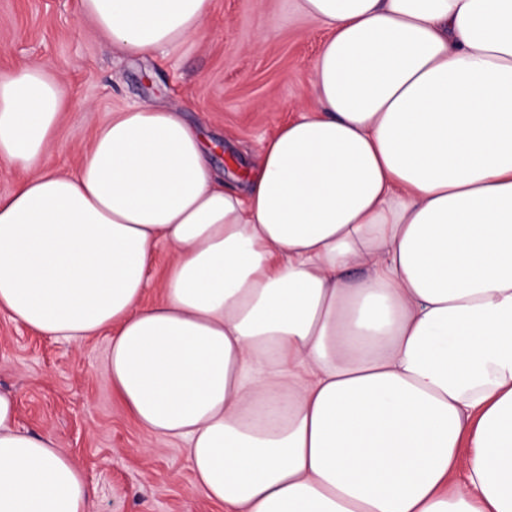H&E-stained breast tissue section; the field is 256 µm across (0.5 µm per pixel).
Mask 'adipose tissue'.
I'll list each match as a JSON object with an SVG mask.
<instances>
[{"instance_id":"obj_1","label":"adipose tissue","mask_w":512,"mask_h":512,"mask_svg":"<svg viewBox=\"0 0 512 512\" xmlns=\"http://www.w3.org/2000/svg\"><path fill=\"white\" fill-rule=\"evenodd\" d=\"M312 105L224 185L182 110L106 113L71 171L39 63L0 77V311L102 374L224 512H512V0H296ZM210 0H79L124 56ZM162 299L144 294L160 247ZM464 482H453L456 471ZM94 488L0 392V512Z\"/></svg>"}]
</instances>
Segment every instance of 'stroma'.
<instances>
[{
	"label": "stroma",
	"instance_id": "1",
	"mask_svg": "<svg viewBox=\"0 0 512 512\" xmlns=\"http://www.w3.org/2000/svg\"><path fill=\"white\" fill-rule=\"evenodd\" d=\"M77 0H0V76L40 62L71 107L46 163L69 169L101 113L128 103L182 107L204 136L225 184L247 180L263 138L297 113L328 36L302 21L293 0H212L202 35L164 53L129 58L80 24ZM97 336L74 344L0 313V390L18 424L53 436L95 487L90 512H223L195 492L183 446L150 436L98 367Z\"/></svg>",
	"mask_w": 512,
	"mask_h": 512
}]
</instances>
